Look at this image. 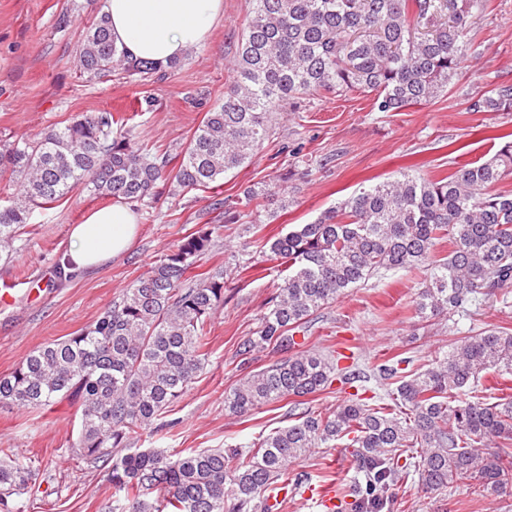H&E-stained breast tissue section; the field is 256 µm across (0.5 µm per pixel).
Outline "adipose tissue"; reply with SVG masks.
<instances>
[{"instance_id": "1", "label": "adipose tissue", "mask_w": 512, "mask_h": 512, "mask_svg": "<svg viewBox=\"0 0 512 512\" xmlns=\"http://www.w3.org/2000/svg\"><path fill=\"white\" fill-rule=\"evenodd\" d=\"M115 44L130 57L167 63L207 41L224 0H100ZM139 230L123 202L90 210L70 231L62 264L71 274L104 266L128 251Z\"/></svg>"}]
</instances>
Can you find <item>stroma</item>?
<instances>
[{"instance_id": "obj_1", "label": "stroma", "mask_w": 512, "mask_h": 512, "mask_svg": "<svg viewBox=\"0 0 512 512\" xmlns=\"http://www.w3.org/2000/svg\"><path fill=\"white\" fill-rule=\"evenodd\" d=\"M250 10L251 0H224V14L209 39L190 49L182 66L164 80L143 86L80 74L82 31L97 11L91 0H0V144L61 128L78 113L109 110L131 118L143 148L178 152L223 99ZM471 36L478 55L463 60L458 80L434 102L377 112L365 94L310 96L298 111L276 112L273 136L250 163L225 174L219 189L158 183L156 202L137 211L139 232L131 248L94 272L64 279L58 268L71 226L105 206V199L78 190L50 208L35 209L10 243H0V281L26 278L32 288L0 306V375L46 342L89 325L181 238L201 225L223 223L217 202L233 204L250 188L261 192L258 216L241 219L238 228L213 242L207 266L226 267L235 265L251 224L260 226L262 239L279 237L293 225L312 222L367 180L402 172L445 176L458 164L493 155L497 146L491 135L512 133V112H471L467 106L472 96L512 82V0H488ZM296 147L308 172L287 182L283 175ZM420 278L417 272L389 271L349 292L317 315L306 348L354 356L364 369L404 356L422 364L461 337L512 326V306L484 296L465 310L419 321L412 300ZM276 283V271L264 260L230 277L224 305L211 318L204 371L145 447L240 448L293 423L289 399L244 417L224 410L225 391L243 375L237 347L259 326ZM77 428L75 409L63 399L34 410L0 408V448L41 472L27 495L29 512H107L109 483L72 455ZM292 468L309 474L313 484L338 489L354 475L350 451L340 445L301 458ZM383 512H512V494L493 495L464 484L428 494L412 479L401 500Z\"/></svg>"}]
</instances>
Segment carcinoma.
Wrapping results in <instances>:
<instances>
[{"mask_svg": "<svg viewBox=\"0 0 512 512\" xmlns=\"http://www.w3.org/2000/svg\"><path fill=\"white\" fill-rule=\"evenodd\" d=\"M487 0H252L231 86L174 156L150 154L134 130L109 111L75 115L34 139L0 147V180L13 187L0 205V242L28 223L33 209L85 188L103 198L149 206L164 178L180 188L210 187L248 162L269 136L283 104L323 92L374 94L372 109L400 112L447 93L472 50L467 34ZM90 79L133 77L150 83L167 66L129 58L98 14L79 54ZM471 112H512V83L471 97ZM512 139L488 159L434 179L402 173L353 193L309 224L267 242L253 240L287 274L256 335L240 344V366L258 349L288 353L246 373L224 395L235 416L287 397L355 388L326 412L306 409L295 423L247 448H139L164 426L208 360L211 316L224 305L228 272L202 269L224 225L203 224L153 262L79 333L51 340L0 375V406L21 411L66 398L77 407L74 453L105 472L124 498L112 512H271L268 501L299 483L295 460L350 439L352 512H381L414 476L425 490L475 481L493 493L512 487V396L476 394L482 375L512 384V328L496 326L450 344L409 375V357L383 363L373 377L391 381L390 402L364 396L370 376L333 355L301 349L296 335L313 316L387 271H425L413 306L421 319L465 309L477 296L512 292ZM466 399L450 404L449 398ZM0 512L21 501L40 469L0 451Z\"/></svg>", "mask_w": 512, "mask_h": 512, "instance_id": "carcinoma-1", "label": "carcinoma"}]
</instances>
